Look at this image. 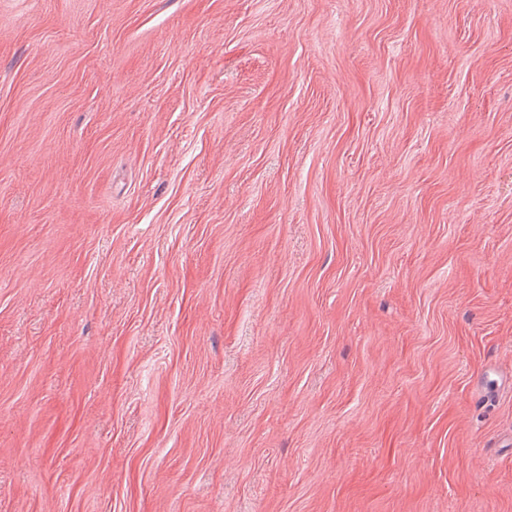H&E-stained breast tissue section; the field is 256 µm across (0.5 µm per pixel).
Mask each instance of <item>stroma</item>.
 I'll return each mask as SVG.
<instances>
[{
	"instance_id": "obj_1",
	"label": "stroma",
	"mask_w": 512,
	"mask_h": 512,
	"mask_svg": "<svg viewBox=\"0 0 512 512\" xmlns=\"http://www.w3.org/2000/svg\"><path fill=\"white\" fill-rule=\"evenodd\" d=\"M0 512H512V0H0Z\"/></svg>"
}]
</instances>
